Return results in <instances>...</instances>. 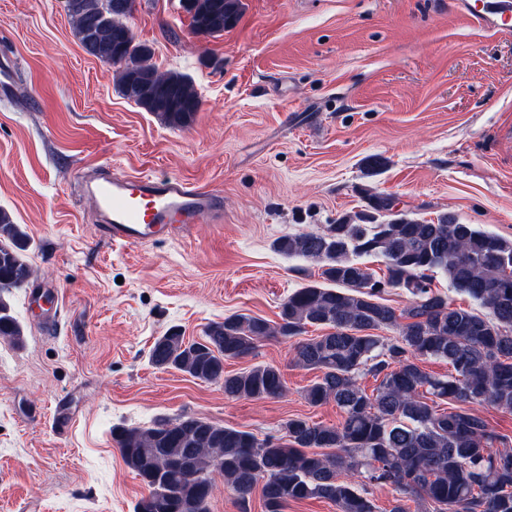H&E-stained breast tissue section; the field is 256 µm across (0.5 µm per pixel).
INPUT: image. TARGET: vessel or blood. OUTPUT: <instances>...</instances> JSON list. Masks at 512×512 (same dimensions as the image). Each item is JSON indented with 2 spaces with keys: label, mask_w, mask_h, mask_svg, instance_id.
Returning a JSON list of instances; mask_svg holds the SVG:
<instances>
[{
  "label": "vessel or blood",
  "mask_w": 512,
  "mask_h": 512,
  "mask_svg": "<svg viewBox=\"0 0 512 512\" xmlns=\"http://www.w3.org/2000/svg\"><path fill=\"white\" fill-rule=\"evenodd\" d=\"M487 14L495 29H512V0H475L465 16L479 21ZM87 189L101 218V235L115 245L171 238L187 232L204 215L218 222L224 219L215 191L172 176L101 174L88 182Z\"/></svg>",
  "instance_id": "vessel-or-blood-1"
}]
</instances>
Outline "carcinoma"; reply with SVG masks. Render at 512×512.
<instances>
[{"label": "carcinoma", "mask_w": 512, "mask_h": 512, "mask_svg": "<svg viewBox=\"0 0 512 512\" xmlns=\"http://www.w3.org/2000/svg\"><path fill=\"white\" fill-rule=\"evenodd\" d=\"M115 0H65L85 50L117 67L121 95L172 128L190 126L201 108L192 78L161 71L149 45L136 41L129 14ZM192 31L219 36L241 17V0H182ZM28 233L0 209V337L19 342L23 326L9 294L27 284ZM275 249L320 265L323 283L295 289L281 304L280 322L233 314L187 341L177 329L158 337L150 363L224 388L233 399L280 397L284 384L273 364L224 372V361L255 354L269 340H293L297 365L320 372L304 389L312 406L336 404V426L288 419L287 442L190 415L159 418L148 427H112V440L148 494L134 512H210L222 477L241 504L261 488L264 512L291 501L325 499L337 512H376L366 485H391L415 497L420 512H512V447L472 405L512 411V240L462 224L398 217L386 224L358 213L323 232L280 237ZM384 260L386 273L359 261ZM441 271L449 288L477 302L457 307L432 289ZM400 288L407 304L379 301ZM330 332L301 338L308 327ZM394 329L385 337L380 330ZM448 361L450 373L425 371V359ZM380 380L372 394L359 374ZM433 396L450 404L439 411Z\"/></svg>", "instance_id": "carcinoma-1"}]
</instances>
